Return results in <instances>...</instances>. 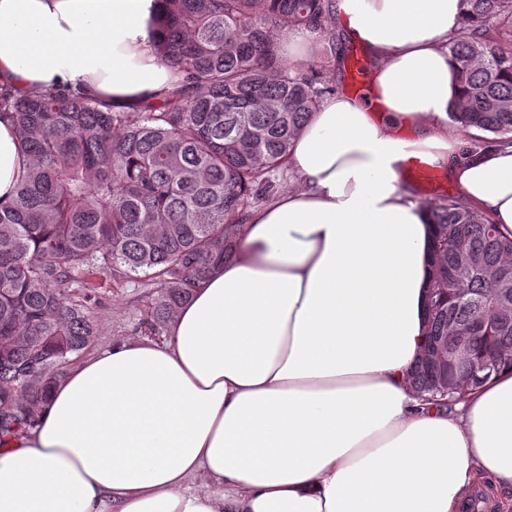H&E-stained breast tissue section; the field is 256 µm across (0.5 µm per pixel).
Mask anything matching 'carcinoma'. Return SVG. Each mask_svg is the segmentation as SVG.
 I'll return each mask as SVG.
<instances>
[{"mask_svg": "<svg viewBox=\"0 0 512 512\" xmlns=\"http://www.w3.org/2000/svg\"><path fill=\"white\" fill-rule=\"evenodd\" d=\"M156 54L177 77L152 101L116 109L49 88L18 96L0 88L31 164L0 206V439L34 429L52 387L98 339L93 305L104 275L156 289L141 328L167 329L177 308L233 256L248 212L269 198L272 176L326 94V74L281 54L274 30L323 34L332 0H162ZM462 31L448 39L461 98L450 118L476 128L480 148L512 144V0H463ZM435 233L428 284V340L450 357L452 384L470 374L469 338L495 370L512 368V297L494 271L512 269L505 234L448 195L430 207ZM419 359L408 376L435 391Z\"/></svg>", "mask_w": 512, "mask_h": 512, "instance_id": "cac0c4a2", "label": "carcinoma"}]
</instances>
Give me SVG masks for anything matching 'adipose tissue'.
Returning a JSON list of instances; mask_svg holds the SVG:
<instances>
[{
  "mask_svg": "<svg viewBox=\"0 0 512 512\" xmlns=\"http://www.w3.org/2000/svg\"><path fill=\"white\" fill-rule=\"evenodd\" d=\"M161 0H0V85L126 107L174 77ZM462 0H336L375 60L372 116L328 95L290 152L301 187L251 212L223 269L161 339L87 355L40 424L0 442V512H459L512 493V370L464 400L407 384L426 343L434 228L401 182L420 156L512 232V145L463 153L448 40ZM30 165L0 117V204Z\"/></svg>",
  "mask_w": 512,
  "mask_h": 512,
  "instance_id": "adipose-tissue-1",
  "label": "adipose tissue"
}]
</instances>
